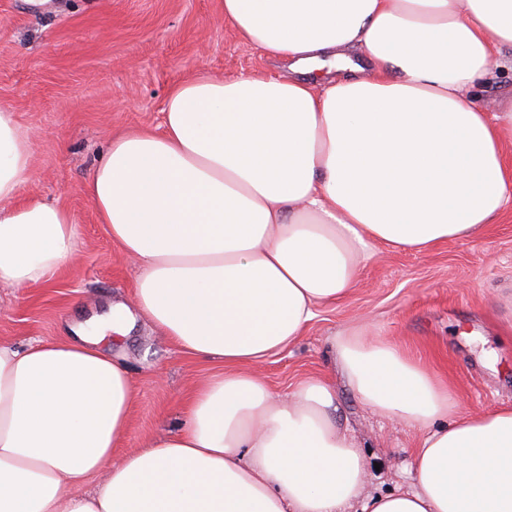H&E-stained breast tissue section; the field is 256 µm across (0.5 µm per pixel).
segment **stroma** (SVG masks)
Here are the masks:
<instances>
[{"label": "stroma", "mask_w": 512, "mask_h": 512, "mask_svg": "<svg viewBox=\"0 0 512 512\" xmlns=\"http://www.w3.org/2000/svg\"><path fill=\"white\" fill-rule=\"evenodd\" d=\"M284 74L224 20L221 0H0V104L31 136L22 197L64 207L78 223L75 260L45 280L0 285V341L69 339L72 326L133 304L137 264L100 224L84 183L112 135L159 131L170 87L197 72ZM421 362L457 408L512 403V202L464 241L417 253L380 248L352 292L321 308L303 336L260 368L277 392L317 376L335 383L338 420L362 445L365 494L404 486L418 429L372 413L335 371L330 343L354 324ZM103 346L135 385L122 452L175 430L183 398L216 365L184 354L146 318Z\"/></svg>", "instance_id": "1"}]
</instances>
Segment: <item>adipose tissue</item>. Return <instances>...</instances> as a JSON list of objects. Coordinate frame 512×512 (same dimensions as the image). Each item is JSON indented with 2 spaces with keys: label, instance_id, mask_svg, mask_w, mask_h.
Instances as JSON below:
<instances>
[{
  "label": "adipose tissue",
  "instance_id": "ef3b65f1",
  "mask_svg": "<svg viewBox=\"0 0 512 512\" xmlns=\"http://www.w3.org/2000/svg\"><path fill=\"white\" fill-rule=\"evenodd\" d=\"M222 8L288 73L198 72L169 89L160 132L112 137L84 190L139 265L135 304L62 343L0 342V512H512V405L451 414L421 364L364 327L338 336L355 394L422 433L411 485L367 498L334 383L277 394L255 371L350 294L378 246L474 237L512 201V102L491 115L470 95L512 49V0ZM33 175L29 136L0 106V284L75 258L73 213L21 200ZM139 313L221 371L177 430L117 458L134 382L98 343Z\"/></svg>",
  "mask_w": 512,
  "mask_h": 512
}]
</instances>
